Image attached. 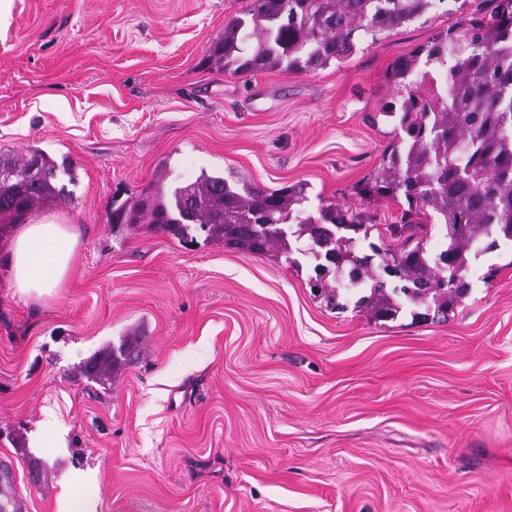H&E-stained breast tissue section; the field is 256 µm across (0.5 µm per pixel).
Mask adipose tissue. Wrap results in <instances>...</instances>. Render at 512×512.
Returning <instances> with one entry per match:
<instances>
[{
	"label": "adipose tissue",
	"instance_id": "adipose-tissue-1",
	"mask_svg": "<svg viewBox=\"0 0 512 512\" xmlns=\"http://www.w3.org/2000/svg\"><path fill=\"white\" fill-rule=\"evenodd\" d=\"M78 239L68 225L52 221L21 225L4 251L14 294L24 299L53 296L67 278Z\"/></svg>",
	"mask_w": 512,
	"mask_h": 512
}]
</instances>
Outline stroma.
Instances as JSON below:
<instances>
[{"mask_svg":"<svg viewBox=\"0 0 512 512\" xmlns=\"http://www.w3.org/2000/svg\"><path fill=\"white\" fill-rule=\"evenodd\" d=\"M249 0H12L0 155L33 146L72 198L32 216L78 235L62 288L13 296L0 263V462L23 512H512V244L470 254L441 321H378L314 286L305 240L255 256L115 228L113 199L204 172L304 185V209L401 206L360 181L400 133L395 59L457 28L447 7L311 72L236 74L213 41ZM139 337L101 385L84 366ZM49 465L33 486L29 459Z\"/></svg>","mask_w":512,"mask_h":512,"instance_id":"1","label":"stroma"}]
</instances>
